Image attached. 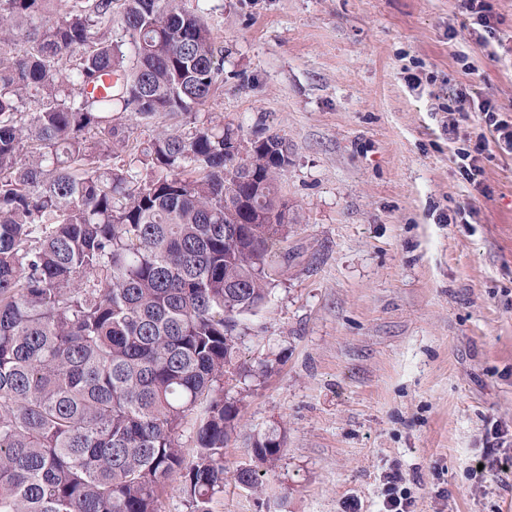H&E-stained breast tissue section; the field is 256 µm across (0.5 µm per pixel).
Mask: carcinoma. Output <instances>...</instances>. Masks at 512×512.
<instances>
[{
  "instance_id": "carcinoma-1",
  "label": "carcinoma",
  "mask_w": 512,
  "mask_h": 512,
  "mask_svg": "<svg viewBox=\"0 0 512 512\" xmlns=\"http://www.w3.org/2000/svg\"><path fill=\"white\" fill-rule=\"evenodd\" d=\"M219 77L211 29L177 0H0V512H158L176 474L193 512L223 491L241 406L221 380L252 372L241 317L267 298L288 209L283 138L241 156V128L197 121ZM116 110L189 127L114 166ZM281 452L253 437L236 482L258 489ZM204 406L201 405L197 410L189 415L184 421L181 428V443L183 446V451L188 460L192 459L193 455H195V441L194 435L197 425L199 424V420L203 415Z\"/></svg>"
}]
</instances>
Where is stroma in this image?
Wrapping results in <instances>:
<instances>
[{"mask_svg": "<svg viewBox=\"0 0 512 512\" xmlns=\"http://www.w3.org/2000/svg\"><path fill=\"white\" fill-rule=\"evenodd\" d=\"M223 60L199 107L276 135L290 207L265 305L242 318L230 382L242 405L210 512H382L402 472L414 512H512V153L481 187L456 150L484 131L449 95L512 120V0L481 44L456 0H187ZM283 442L239 487L254 435Z\"/></svg>", "mask_w": 512, "mask_h": 512, "instance_id": "obj_1", "label": "stroma"}]
</instances>
